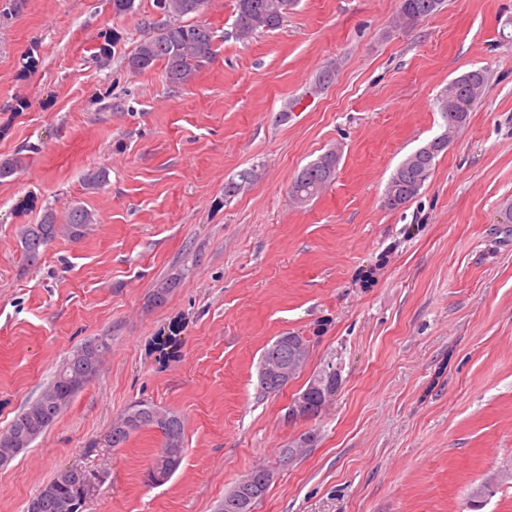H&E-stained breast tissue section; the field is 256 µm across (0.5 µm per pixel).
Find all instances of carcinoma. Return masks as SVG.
<instances>
[{
  "instance_id": "obj_1",
  "label": "carcinoma",
  "mask_w": 512,
  "mask_h": 512,
  "mask_svg": "<svg viewBox=\"0 0 512 512\" xmlns=\"http://www.w3.org/2000/svg\"><path fill=\"white\" fill-rule=\"evenodd\" d=\"M205 0H167L168 12L172 16L170 25L159 24L136 43L123 58V64L131 72L149 70L161 63L165 79L174 86L187 84L205 64L216 55L214 35L211 29L200 21L185 22V17H195L203 9ZM283 0H235L233 35L240 41H247L258 32L272 31L280 27L281 4ZM443 0H401L399 19L401 24L413 26L419 21L436 14ZM489 91L488 76L482 69L470 70L453 79L448 91L437 101L438 111L446 126L448 137L452 138L467 123L469 112ZM444 146L433 147L427 142L407 155L390 175L385 187V196H395L398 203L390 205L396 209L413 200L424 186L436 158ZM340 156L330 149L305 165L294 177L291 184V199L302 206L316 197L336 178ZM249 180L256 178L253 168L243 169L237 178L224 186V197L235 196L243 188L242 176ZM107 172L93 168L83 175L87 192L99 189L106 182ZM97 223L95 212L82 205H74L66 212L65 230L73 240L85 236L90 225ZM59 230L57 216L53 209L45 211L38 224H24L18 229L21 248L31 263L37 262L49 241ZM108 338H92L76 347L57 367L50 380L38 395L39 405L34 411L24 407L0 430V458L14 460L26 452L31 444L45 434L59 419L63 410L85 385L97 376L102 355L108 351ZM309 353L305 337L288 332L276 337L266 347L262 361L299 363L304 367ZM278 374L270 372L259 376V388L263 394H275L285 386ZM324 406L319 395L309 398V405L289 412L291 416L303 418L317 416ZM153 428L161 435V446L153 454L147 472L153 475L156 485L166 484L180 468L185 454V427L181 415L172 410L161 409L147 401L131 404L121 416L102 434L101 444L107 448H119L135 433ZM257 495L248 499L234 484L225 494L219 512H252L254 504L261 499L272 482V474L264 467H258L247 474ZM87 487L84 476L65 469L42 485L27 501L26 512H82L86 504Z\"/></svg>"
}]
</instances>
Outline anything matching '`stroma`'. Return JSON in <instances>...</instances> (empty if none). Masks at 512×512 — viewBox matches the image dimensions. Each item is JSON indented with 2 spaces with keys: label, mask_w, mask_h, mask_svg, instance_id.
Wrapping results in <instances>:
<instances>
[{
  "label": "stroma",
  "mask_w": 512,
  "mask_h": 512,
  "mask_svg": "<svg viewBox=\"0 0 512 512\" xmlns=\"http://www.w3.org/2000/svg\"><path fill=\"white\" fill-rule=\"evenodd\" d=\"M399 6L298 0L240 42L234 0H206L217 55L182 88L121 63L154 0L0 14V161L22 160L0 180V429L77 345L110 339L98 376L0 468V512H24L139 400L182 416L183 464L148 486L159 436L139 432L104 457L83 512H216L258 467L274 479L253 512H512V0H446L411 27ZM480 68L487 97L419 195L389 208L391 173L444 130L437 100ZM334 148V182L296 207L293 178ZM98 167L109 180L86 192ZM245 168L256 179L225 198ZM76 203L97 224L29 265L19 227ZM288 332L308 337V363L261 395V354ZM325 368L319 416L288 419Z\"/></svg>",
  "instance_id": "35a3bbf8"
}]
</instances>
